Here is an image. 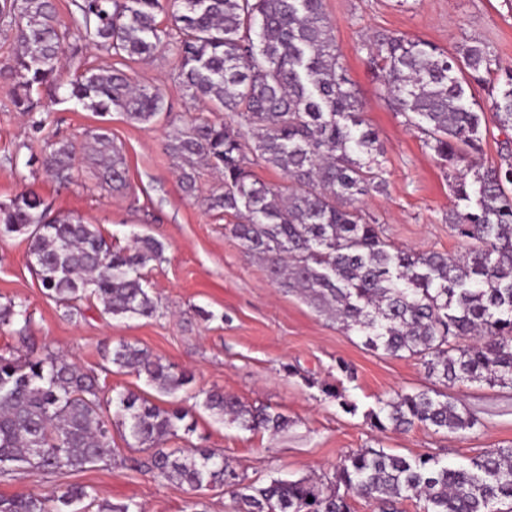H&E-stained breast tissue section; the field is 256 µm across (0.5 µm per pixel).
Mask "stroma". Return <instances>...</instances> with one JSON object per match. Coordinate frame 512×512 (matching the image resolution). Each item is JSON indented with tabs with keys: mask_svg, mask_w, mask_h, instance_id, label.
<instances>
[{
	"mask_svg": "<svg viewBox=\"0 0 512 512\" xmlns=\"http://www.w3.org/2000/svg\"><path fill=\"white\" fill-rule=\"evenodd\" d=\"M336 45L355 85L366 123L377 134V160L387 172L386 193L364 196L360 206L403 248L456 255L464 247L448 227L453 205L449 170L426 147L420 134L390 108L368 65L369 45L380 33H397L450 50L462 40L489 43L501 67L512 68V0H324ZM122 70L137 85L160 88L168 110L146 130L117 111L105 115L59 100L49 107L43 134L32 132L9 101L0 81V204L32 190L52 213L74 215L98 225L113 249L150 235L164 251L144 270L159 307L153 318H108L95 300L65 309L42 288L23 237L0 235V305L26 308L28 328L0 327V355L24 358L30 351L68 353L94 374L101 394L131 391L162 408L186 411L195 430L175 440L223 453L247 482L274 478H327L340 457L360 448L402 456L430 454L462 463L486 449L512 446V390L463 386L456 394L477 417L466 434L381 431L369 413L394 392L429 387L422 362L364 347L356 333L343 330L292 289L271 282L265 264L244 253L231 233L234 216L209 209L208 196L222 183L200 168L195 195L181 185L179 159L165 150L170 133L189 116L223 120L209 104L179 86L175 52L157 51L149 60H126ZM108 128L126 168L127 183L115 190L99 177V159L85 144L92 130ZM64 139L75 148L79 170L66 186L43 165L44 138ZM209 319H202V312ZM125 341L146 350L192 378L186 390L161 395L145 377L104 366V348ZM346 361L357 371L348 381L338 369ZM342 389L354 411L325 396L321 385ZM217 388L248 405H266L288 416L287 429L271 434L237 428L207 410L197 392ZM93 487L111 502L137 504L142 512H232L222 487L198 491L130 469L123 457L61 477L33 472L0 476V496L44 494L67 484Z\"/></svg>",
	"mask_w": 512,
	"mask_h": 512,
	"instance_id": "35a3bbf8",
	"label": "stroma"
}]
</instances>
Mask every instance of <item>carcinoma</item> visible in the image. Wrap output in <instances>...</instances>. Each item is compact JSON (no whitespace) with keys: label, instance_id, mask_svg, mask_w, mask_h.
<instances>
[{"label":"carcinoma","instance_id":"1","mask_svg":"<svg viewBox=\"0 0 512 512\" xmlns=\"http://www.w3.org/2000/svg\"><path fill=\"white\" fill-rule=\"evenodd\" d=\"M177 2L164 25L160 0H78L71 27L61 29L53 0H0V30L16 44L0 77L10 81L15 110L40 133L43 95L63 88L88 110H115L148 129L166 111L163 93L132 85L112 60L173 49L185 94L233 115L230 122L190 118L170 136L166 149L182 162L185 191L195 190L198 164L219 173L224 191L211 195L209 205L238 218L234 236L265 263L271 281L298 289L344 330L363 336L370 350L421 359L428 376L444 386L381 401L371 413L375 428L472 430L477 419L446 389L466 383L512 388V140L503 142V163H483L485 112L466 89L483 87L492 123L512 131V69L501 68L480 40L447 52L402 34L374 39L370 65L381 92L452 170L456 203L448 224L465 251L418 252L391 243L358 206L360 197L385 191L387 178L372 157L376 137L365 127L324 0ZM80 42L93 46L103 64H82L65 80L66 45L75 54ZM90 139L97 152L112 153L99 177L124 187L122 157L108 130L100 127ZM44 164L59 183L72 182L73 146L46 143ZM250 164L284 173L288 191L260 181ZM0 231L25 236L42 287L59 302L88 296L112 317L157 315L142 274L162 255L152 237L115 251L97 225L50 216V205L33 191L0 206ZM16 320L29 323L27 309L0 306L1 327ZM104 359L146 375L163 393L190 383L129 343H118ZM198 394L207 409L244 430L288 428L283 414L234 395ZM105 404L124 427L127 447L151 451L158 477L191 489L225 487L233 512H351L352 494L381 504V512H400L398 504L409 498L422 502L421 512H500L498 505L512 503V446L489 448L462 465L360 448L341 458L327 484L313 478L246 484L219 452L164 450L169 440L194 432L187 413L130 391L104 402L93 376L51 353L22 361L0 356V473L57 474L111 459L116 449ZM83 502L96 512H139L136 504L112 503L81 484L0 497V512H72Z\"/></svg>","mask_w":512,"mask_h":512}]
</instances>
